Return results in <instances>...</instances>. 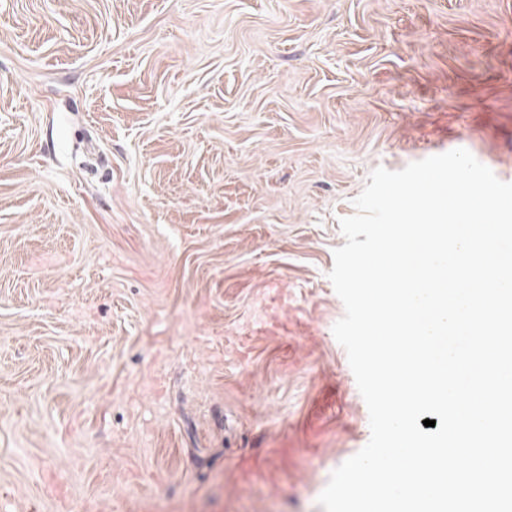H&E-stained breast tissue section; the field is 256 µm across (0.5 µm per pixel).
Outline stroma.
<instances>
[{"instance_id": "stroma-1", "label": "stroma", "mask_w": 512, "mask_h": 512, "mask_svg": "<svg viewBox=\"0 0 512 512\" xmlns=\"http://www.w3.org/2000/svg\"><path fill=\"white\" fill-rule=\"evenodd\" d=\"M512 182V0H0V512H324L373 169Z\"/></svg>"}]
</instances>
